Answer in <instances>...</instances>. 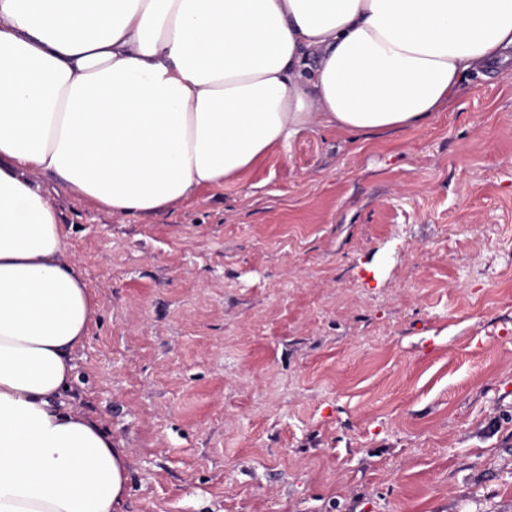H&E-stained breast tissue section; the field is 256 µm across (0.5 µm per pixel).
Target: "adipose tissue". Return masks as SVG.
Returning <instances> with one entry per match:
<instances>
[{
    "label": "adipose tissue",
    "instance_id": "adipose-tissue-1",
    "mask_svg": "<svg viewBox=\"0 0 512 512\" xmlns=\"http://www.w3.org/2000/svg\"><path fill=\"white\" fill-rule=\"evenodd\" d=\"M511 48L512 0H0V512L127 489L67 403L97 304L44 177L156 213L317 127H421Z\"/></svg>",
    "mask_w": 512,
    "mask_h": 512
}]
</instances>
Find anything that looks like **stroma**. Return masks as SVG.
Masks as SVG:
<instances>
[{
    "label": "stroma",
    "mask_w": 512,
    "mask_h": 512,
    "mask_svg": "<svg viewBox=\"0 0 512 512\" xmlns=\"http://www.w3.org/2000/svg\"><path fill=\"white\" fill-rule=\"evenodd\" d=\"M48 192L98 304L70 404L125 453L122 512H512L511 62L155 214Z\"/></svg>",
    "instance_id": "obj_1"
}]
</instances>
